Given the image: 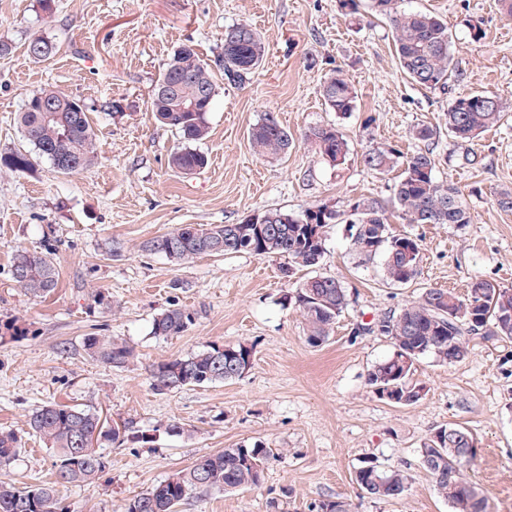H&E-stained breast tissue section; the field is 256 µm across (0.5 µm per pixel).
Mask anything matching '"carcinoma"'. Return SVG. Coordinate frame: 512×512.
Here are the masks:
<instances>
[{"instance_id":"obj_1","label":"carcinoma","mask_w":512,"mask_h":512,"mask_svg":"<svg viewBox=\"0 0 512 512\" xmlns=\"http://www.w3.org/2000/svg\"><path fill=\"white\" fill-rule=\"evenodd\" d=\"M372 11L389 19L401 70L417 85L437 89L448 85L451 73L448 24L431 14L399 9L398 0H370ZM234 39H224L215 66L224 79L242 85L251 79L265 55L260 34L247 23ZM175 80L168 92L159 91L162 82ZM217 85L212 65L205 62L192 44L174 52L158 77L150 97L156 119L175 128L185 147L172 156V165L185 174L205 168L208 158L191 147L208 135L207 114L211 111ZM322 97L332 111H353L356 91L341 75L323 85ZM47 100L65 106L59 113L69 123L67 133L61 124L45 121L39 112ZM506 113L497 96L466 92L456 96L447 112L448 132L461 140L478 137L500 124ZM26 139L38 156L51 162L63 174L89 167L96 155L95 135L83 101L54 86L33 94L18 114ZM305 140L321 157L334 166L345 163L349 145L339 129L330 124L311 126ZM254 153L277 158L288 152L292 135L272 114H266L251 129ZM365 167L387 173L402 167L394 185L399 217L407 224H469L471 215L456 189L437 181L435 157L430 149L403 156L393 146H373L362 155ZM0 166L17 172L33 168L27 152L0 154ZM351 225L352 248L359 261L379 258L386 279L407 284L419 273L421 248L416 239L395 234L382 204L360 198L341 212L327 204L308 207L298 214L277 208L258 212V222L246 217L237 224H184L173 232L148 240L142 250L162 253L182 265L201 255L249 253L255 256L280 255L293 268L319 265L325 252V228L339 221ZM11 278L17 287L33 297L50 295L58 283V270L51 253L18 250L11 261ZM307 326V342L318 347L325 343L333 325L347 306V293L341 282L330 276L313 275L298 283L293 295ZM194 321V313L172 306L153 321L155 336H177ZM362 330L390 337L391 354L368 374L373 392L389 395L400 405L419 402L424 388L414 381L416 363L432 355L444 363L460 362L470 353L472 339L499 337L512 339V289L488 281L471 282L462 295L431 288L419 300L406 304L398 313L378 318ZM85 354L112 368H125L134 359L133 349L112 336L90 335L84 339ZM253 347L244 343L217 344L186 357H176L152 365L151 386L165 393L184 387L201 386L242 377L252 365ZM29 428L52 452L56 484L78 485L94 480L105 468L99 448L105 443L122 445L127 440L144 444L155 442L163 431L183 435L189 429L172 423L160 429L143 430L128 421L108 426L94 408L82 405L46 404L29 418ZM473 434L459 425L438 429L427 438L421 457L437 493L448 501L453 512H486L485 498L467 479L465 466L476 456L470 451ZM21 452V438L9 428H0V465L7 466ZM271 450L255 443L239 445L198 457L190 466L161 481L150 490L130 499L127 512H175L189 498L212 491H232L257 486L264 477ZM355 481L368 495L396 500L408 490V477L400 470H385L372 462L358 468ZM0 512H63L55 484L18 487L0 481Z\"/></svg>"}]
</instances>
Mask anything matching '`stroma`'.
I'll return each mask as SVG.
<instances>
[{"label":"stroma","instance_id":"1","mask_svg":"<svg viewBox=\"0 0 512 512\" xmlns=\"http://www.w3.org/2000/svg\"><path fill=\"white\" fill-rule=\"evenodd\" d=\"M403 7L447 21L446 88L411 82L388 20L364 5L349 13L340 0H55L50 14L39 0H0V42L9 46L0 53V153L32 151L16 116L49 84L84 101L97 143L94 165L76 173H59L44 158L27 172L0 167V319L24 330L0 343V427L22 438L0 480H52L53 457L28 419L51 402L87 404L114 422L142 429L177 422L187 432L104 445L99 479L61 488L66 512H127L134 495L198 457L256 443L272 451L260 486L193 497L179 512H313L326 499L349 502L353 512H452L420 448L456 424L477 441L465 474L485 495L487 512H512V340H474L458 363L421 358L414 378L426 394L412 405L379 399L367 381L392 343L361 325L430 288L461 294L480 279L512 289V212L498 209L494 197L512 188V18L501 0H404ZM239 23L260 33L266 56L244 85L218 80L209 135L196 144L208 165L183 173L170 164L182 140L149 110L152 86L182 44L214 62L225 28ZM475 26L483 32L477 42ZM35 36L48 38L55 53L30 56ZM336 71L357 92L345 115L321 96ZM471 91L498 96L508 115L462 141L449 134L445 115L458 93ZM268 112L295 140L278 160L255 155L249 144L250 129ZM316 124L344 133V164L330 165L304 143ZM420 124L436 128L429 143L435 177L459 190L471 221L391 217L392 230L421 247L420 273L405 285L387 282L380 262H359L347 224L329 225L317 271L342 282L348 305L322 346L307 343L300 312L284 301L293 287L287 258L204 255L183 266L140 249L183 224H235L264 209L343 210L360 197L390 204L397 172L371 171L362 155L380 142L412 154L420 144L409 132ZM49 247L58 286L34 298L12 282L11 258L18 249ZM173 305L194 312L192 325L177 336L153 335L154 318ZM91 334L125 340L134 363L117 370L86 358L82 342ZM238 342L254 349L244 377L163 394L152 388L154 363ZM366 461L405 471V495L384 501L363 493L355 474Z\"/></svg>","mask_w":512,"mask_h":512}]
</instances>
